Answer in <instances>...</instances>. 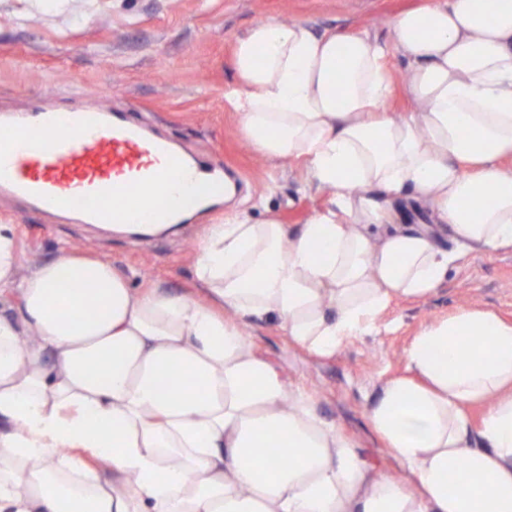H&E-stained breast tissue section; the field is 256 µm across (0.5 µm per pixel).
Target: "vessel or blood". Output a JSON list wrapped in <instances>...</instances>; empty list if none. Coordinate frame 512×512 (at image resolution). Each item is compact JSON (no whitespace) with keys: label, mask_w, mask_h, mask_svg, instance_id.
<instances>
[{"label":"vessel or blood","mask_w":512,"mask_h":512,"mask_svg":"<svg viewBox=\"0 0 512 512\" xmlns=\"http://www.w3.org/2000/svg\"><path fill=\"white\" fill-rule=\"evenodd\" d=\"M180 186L206 203L222 191L223 166L204 165L109 108L44 107L0 118V195L89 224H173L175 211L144 212L140 193Z\"/></svg>","instance_id":"obj_1"}]
</instances>
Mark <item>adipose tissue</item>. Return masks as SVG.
<instances>
[{"label": "adipose tissue", "instance_id": "adipose-tissue-1", "mask_svg": "<svg viewBox=\"0 0 512 512\" xmlns=\"http://www.w3.org/2000/svg\"><path fill=\"white\" fill-rule=\"evenodd\" d=\"M393 32L266 20L236 38L224 98L241 135L304 161L327 204L294 228L207 225L200 296L134 290L66 248L19 277L17 227L0 224V296L17 299L0 311V512H512V322L464 307L414 337L368 410L406 484L244 331L273 318L328 357L468 253L512 250V0H434ZM396 52L417 104L400 118L383 107ZM271 442L296 457H258Z\"/></svg>", "mask_w": 512, "mask_h": 512}]
</instances>
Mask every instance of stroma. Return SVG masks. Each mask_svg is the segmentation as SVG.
<instances>
[{"label":"stroma","instance_id":"stroma-1","mask_svg":"<svg viewBox=\"0 0 512 512\" xmlns=\"http://www.w3.org/2000/svg\"><path fill=\"white\" fill-rule=\"evenodd\" d=\"M429 0H0V110L89 103L130 111L132 119L203 162L218 158L232 195L195 210L161 237L117 234L76 217L34 210L0 197V223L16 225L20 274L60 247L108 258L133 288L194 290L190 257L207 225L232 213L253 222L308 223L327 195L307 189L305 165L255 151L224 100L233 83L236 37L250 24L304 21L341 35L393 39L395 17ZM462 307L491 309L512 321V250L469 253L423 300L398 298L378 333L346 341L330 357L288 342L276 321L248 328L252 346L291 386L317 397L383 474L404 480L367 420L382 384L405 373L406 352L424 327Z\"/></svg>","mask_w":512,"mask_h":512}]
</instances>
